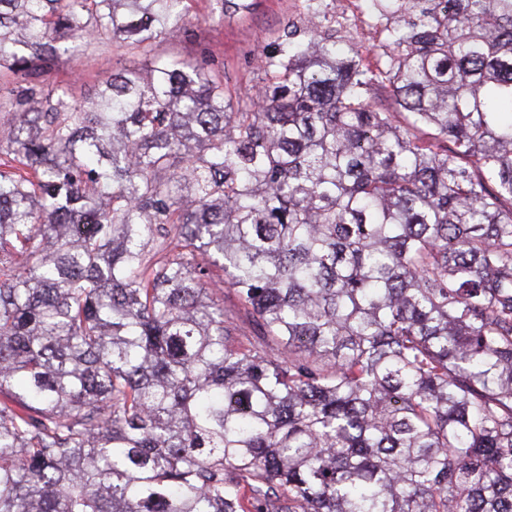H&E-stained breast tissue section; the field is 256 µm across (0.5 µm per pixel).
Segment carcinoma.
Wrapping results in <instances>:
<instances>
[{"label": "carcinoma", "mask_w": 512, "mask_h": 512, "mask_svg": "<svg viewBox=\"0 0 512 512\" xmlns=\"http://www.w3.org/2000/svg\"><path fill=\"white\" fill-rule=\"evenodd\" d=\"M192 2L0 0V512H512V0L49 81ZM142 55L126 48L102 49L97 45L88 47L79 59H59L49 76L50 80L68 83L76 99L89 97L100 79L112 70L134 69L141 66Z\"/></svg>", "instance_id": "carcinoma-1"}]
</instances>
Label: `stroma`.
I'll use <instances>...</instances> for the list:
<instances>
[{
  "instance_id": "obj_1",
  "label": "stroma",
  "mask_w": 512,
  "mask_h": 512,
  "mask_svg": "<svg viewBox=\"0 0 512 512\" xmlns=\"http://www.w3.org/2000/svg\"><path fill=\"white\" fill-rule=\"evenodd\" d=\"M303 0H256L254 10L246 15L225 18L223 23L207 20L208 0H197L199 15L187 34L177 39L156 42V56L187 57L200 49H210L224 63L232 94L256 95L259 83L257 58L262 50L282 33L291 22H300ZM143 57L126 48L104 49L90 46L79 59H59L51 80L68 83L76 99L89 97L105 74L140 67Z\"/></svg>"
}]
</instances>
